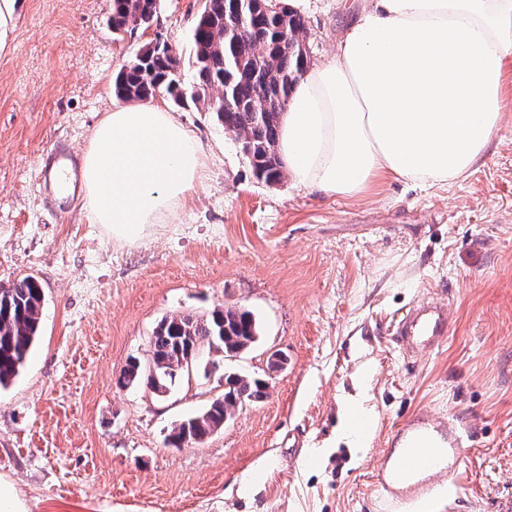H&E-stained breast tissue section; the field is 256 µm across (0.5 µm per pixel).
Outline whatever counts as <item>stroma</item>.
<instances>
[{
	"label": "stroma",
	"mask_w": 512,
	"mask_h": 512,
	"mask_svg": "<svg viewBox=\"0 0 512 512\" xmlns=\"http://www.w3.org/2000/svg\"><path fill=\"white\" fill-rule=\"evenodd\" d=\"M370 3L288 0L311 64ZM197 6L163 0L155 28L186 74ZM111 14L112 0H19L0 49V286L30 277L44 297L40 337L0 390V475L27 512H380L373 472L417 411L469 442L454 483L405 512H496L512 497V67L502 123L468 174L356 199L257 181L212 114L157 94L200 142L206 176L170 223L126 245L83 201L53 213L43 187L55 144L83 152L122 104L112 81L147 37L116 36ZM431 291L452 297L448 340L413 359L392 323ZM219 304L251 311L261 340L203 354L167 397L118 388L130 358L150 359L162 318ZM274 351L286 357L276 372ZM228 372L265 380V397L203 442L169 445ZM353 403L372 423L361 452L339 431Z\"/></svg>",
	"instance_id": "35a3bbf8"
}]
</instances>
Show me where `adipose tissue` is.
Returning <instances> with one entry per match:
<instances>
[{"label": "adipose tissue", "mask_w": 512, "mask_h": 512, "mask_svg": "<svg viewBox=\"0 0 512 512\" xmlns=\"http://www.w3.org/2000/svg\"><path fill=\"white\" fill-rule=\"evenodd\" d=\"M511 61L512 0H374L293 86L277 151L299 185L329 196L452 184L501 124ZM204 177L198 140L151 103L109 112L82 157L87 215L124 241L166 223Z\"/></svg>", "instance_id": "ef3b65f1"}]
</instances>
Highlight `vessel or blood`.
Returning a JSON list of instances; mask_svg holds the SVG:
<instances>
[{
    "instance_id": "b4317fda",
    "label": "vessel or blood",
    "mask_w": 512,
    "mask_h": 512,
    "mask_svg": "<svg viewBox=\"0 0 512 512\" xmlns=\"http://www.w3.org/2000/svg\"><path fill=\"white\" fill-rule=\"evenodd\" d=\"M449 332V304L427 293L396 322L394 340L408 356L421 357L442 347ZM467 443L456 423L422 412L398 426L390 437L374 479L382 497L395 505L422 498L437 478L458 475Z\"/></svg>"
}]
</instances>
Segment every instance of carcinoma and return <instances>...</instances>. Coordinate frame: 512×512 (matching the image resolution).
Returning a JSON list of instances; mask_svg holds the SVG:
<instances>
[{
    "mask_svg": "<svg viewBox=\"0 0 512 512\" xmlns=\"http://www.w3.org/2000/svg\"><path fill=\"white\" fill-rule=\"evenodd\" d=\"M281 2L283 8L275 11L268 9L267 0H204L189 34L191 81L183 79L179 59L163 40L146 60L136 59L118 72L114 94L125 101H146L164 92L178 106L190 103L215 114L224 129L242 136L255 178L268 185L280 183L279 122L293 85L308 65L306 21L286 0ZM139 6L158 20L159 6L149 0H112L113 32L133 19ZM42 308L41 289L30 278L0 288V389L24 367L38 339ZM259 338V323L241 308L218 306L205 318L164 317L150 340V364L132 359L119 383L152 392L170 390L186 376L188 358L196 352L208 349L228 356ZM225 382L223 399L172 429V445L203 441L224 428L243 402L261 399L267 389L265 381L236 373L225 375Z\"/></svg>",
    "mask_w": 512,
    "mask_h": 512,
    "instance_id": "cac0c4a2",
    "label": "carcinoma"
}]
</instances>
